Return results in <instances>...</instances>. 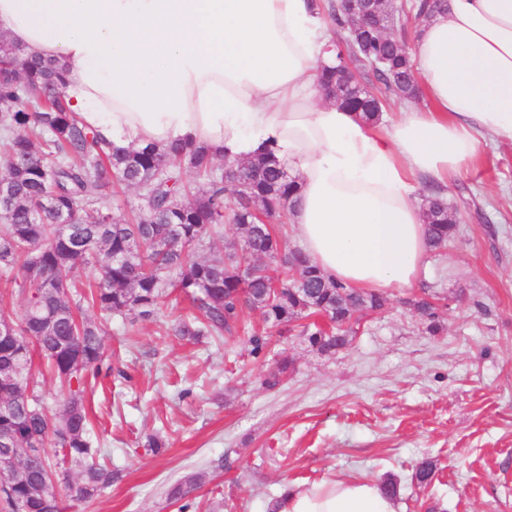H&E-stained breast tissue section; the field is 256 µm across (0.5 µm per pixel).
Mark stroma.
Here are the masks:
<instances>
[{"instance_id": "35a3bbf8", "label": "stroma", "mask_w": 512, "mask_h": 512, "mask_svg": "<svg viewBox=\"0 0 512 512\" xmlns=\"http://www.w3.org/2000/svg\"><path fill=\"white\" fill-rule=\"evenodd\" d=\"M447 193L454 240L385 311L361 314L336 354L264 328L256 311L220 341L174 336L173 297L149 319L113 318L104 343L118 373L85 405L117 477L66 512H180L166 491L194 473L188 512H273L287 485L348 477L396 482L398 512H512V146L483 143ZM426 292L439 298L435 333L406 304ZM259 329L268 347L255 356ZM279 355L294 366L270 389ZM425 459L435 472L422 486Z\"/></svg>"}]
</instances>
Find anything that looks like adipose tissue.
<instances>
[{"mask_svg":"<svg viewBox=\"0 0 512 512\" xmlns=\"http://www.w3.org/2000/svg\"><path fill=\"white\" fill-rule=\"evenodd\" d=\"M325 0H0V36L59 64L79 121L129 147L204 145L221 159L274 151L300 191L295 237L328 277L404 288L429 248L417 191L512 145V0H448L412 57L426 105L374 124L326 98L336 62ZM277 512H397L381 484L290 485Z\"/></svg>","mask_w":512,"mask_h":512,"instance_id":"ef3b65f1","label":"adipose tissue"}]
</instances>
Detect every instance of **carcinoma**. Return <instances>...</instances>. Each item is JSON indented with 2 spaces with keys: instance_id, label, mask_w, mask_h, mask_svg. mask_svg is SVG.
Here are the masks:
<instances>
[{
  "instance_id": "1",
  "label": "carcinoma",
  "mask_w": 512,
  "mask_h": 512,
  "mask_svg": "<svg viewBox=\"0 0 512 512\" xmlns=\"http://www.w3.org/2000/svg\"><path fill=\"white\" fill-rule=\"evenodd\" d=\"M444 8V0L411 5L420 21ZM359 9L346 0L327 6L339 32L337 50L347 63L325 70L321 86L339 105L377 122L382 105L356 82L354 71L372 74L382 96L397 101L416 99L420 89L405 38L379 31ZM377 9L391 29L401 24L390 0H377ZM0 72L7 168L0 176V274L23 304L18 318L0 312V325L10 323L17 336L0 338V440L36 449L33 456H20L14 479L0 485V512H61L57 490L87 502L112 486L114 473L92 446L84 405L88 378L112 370L103 340L112 316H153L172 289L194 308L179 318L176 336H222L246 310L285 328L315 315L327 318L330 328L302 324L300 335L330 354L350 344L358 314L384 310L383 295L327 279L267 223L299 191L275 155L234 163L241 188L234 190L231 207L223 170L207 148L112 147L71 112L59 70L3 40ZM187 172L203 181L202 189L187 190ZM112 178L140 191L131 223L101 203ZM422 197L431 248L437 250L455 237L456 219L434 186L425 185ZM226 218L240 234L238 245L195 258ZM82 265L98 270L87 293L74 277ZM84 301L97 318L82 316ZM411 305L431 321L429 331L439 330L430 302L421 298ZM36 357L66 394L54 413L35 392ZM291 364L286 356L278 359L263 384L279 385Z\"/></svg>"
}]
</instances>
